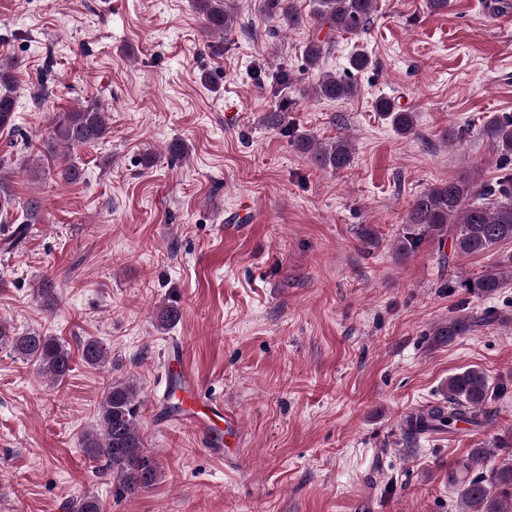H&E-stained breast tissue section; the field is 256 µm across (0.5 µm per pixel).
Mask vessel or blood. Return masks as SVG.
<instances>
[{
	"label": "vessel or blood",
	"mask_w": 512,
	"mask_h": 512,
	"mask_svg": "<svg viewBox=\"0 0 512 512\" xmlns=\"http://www.w3.org/2000/svg\"><path fill=\"white\" fill-rule=\"evenodd\" d=\"M166 392L176 394L180 406L170 401L160 403L157 417L165 425H184L196 435L201 448L216 459H223L222 434L238 435L242 420L238 412L225 406L223 399L207 394L202 383L189 367L183 348L165 351Z\"/></svg>",
	"instance_id": "b4317fda"
}]
</instances>
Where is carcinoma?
<instances>
[{"instance_id": "obj_1", "label": "carcinoma", "mask_w": 512, "mask_h": 512, "mask_svg": "<svg viewBox=\"0 0 512 512\" xmlns=\"http://www.w3.org/2000/svg\"><path fill=\"white\" fill-rule=\"evenodd\" d=\"M313 18L321 27L352 35L363 32L371 23L376 0H316ZM195 8L203 16L206 28L222 34L233 28L235 4L233 0H195ZM271 18L288 28L302 26V14L294 0H269ZM332 42L317 37L308 41L304 56L307 67L316 70L331 53ZM18 64L0 63V130H14L15 99L12 88L17 81ZM313 96L326 100H343L354 96L356 85L334 73L324 72L312 87ZM290 101L283 97L276 109L264 117V122L282 134L294 129L288 121ZM378 111L389 120L392 128L402 136L415 132L413 113L397 109L389 99L376 103ZM49 139L63 145L95 144L105 139L110 127L98 103L80 106L69 112L51 116ZM487 135L495 150L503 157L512 156V119L493 121ZM293 145L310 156L319 167L338 170L351 161V145L338 138L330 147H322L310 137H293ZM61 181L73 184L82 179L81 168L74 163L59 167ZM39 202L27 205V218L12 235L9 245L21 240L26 225L35 223ZM452 239L454 251L464 255H479L497 245L512 242V174L505 173L493 183H480L470 176H460L434 185L417 195L410 204L394 248L402 256L415 252L425 241L444 242ZM512 282V266L490 265L478 276L463 282L468 292L491 296ZM471 330L465 317L451 318L431 328L429 336L436 345L452 344ZM0 345L10 348L18 356L34 362L51 382L59 383L71 371L72 354L65 343L55 336L40 332L17 335L11 326L0 320ZM83 361L95 367L108 363L107 347L95 338L82 346ZM490 383L480 369L469 368L448 377V407L431 406L408 420V428L416 431H452L459 422L475 428L488 423L491 412L486 409ZM139 389L126 380L109 383L99 407L95 424L82 440V451L98 463V471L109 477L117 499L139 495L152 487L159 478L157 466L144 444L138 420ZM69 512H104L94 495H85L67 505ZM459 512H512V463H504L491 475L464 477L459 500Z\"/></svg>"}]
</instances>
